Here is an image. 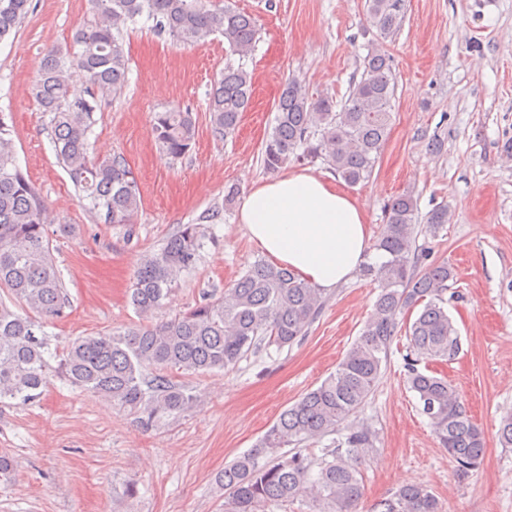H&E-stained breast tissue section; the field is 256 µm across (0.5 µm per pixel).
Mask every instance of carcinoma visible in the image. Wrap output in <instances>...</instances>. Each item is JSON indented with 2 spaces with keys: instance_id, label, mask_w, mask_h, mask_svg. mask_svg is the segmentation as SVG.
Instances as JSON below:
<instances>
[{
  "instance_id": "cac0c4a2",
  "label": "carcinoma",
  "mask_w": 512,
  "mask_h": 512,
  "mask_svg": "<svg viewBox=\"0 0 512 512\" xmlns=\"http://www.w3.org/2000/svg\"><path fill=\"white\" fill-rule=\"evenodd\" d=\"M92 21L78 28L69 55L51 49L42 58L33 94L49 114L58 162L87 209L107 224H132L141 206L135 176L126 160L100 158L89 140L91 119L101 100L127 81L128 59L121 30L147 16L153 29L174 42L193 45L221 35L232 56L253 50L254 19L224 0H91ZM405 0H365L376 41L398 28ZM30 0H0V40L21 24ZM85 85L73 92L74 81ZM252 76L227 62L214 82L208 112L213 132L235 133L251 103ZM391 59L374 48L345 102L313 97L290 80L275 104L276 122L262 147L263 167L275 172L288 162L324 158L347 184L368 179L385 144L394 108ZM151 133L160 152L176 160L190 151L196 122L190 112L155 113ZM5 115H0V401L32 403L51 377L108 401L127 412L144 431L200 407L192 387L175 382L169 370L199 375L235 366L260 346L290 347L300 342L326 299L295 271L256 261L218 298L165 321H154L183 274L197 265L206 229L183 224L135 271L130 303L138 323L123 330L78 336L61 352L51 351L45 327L69 315L70 297L52 258L47 207L41 193L16 163ZM419 212L410 193L396 196L386 210L374 249L379 260L362 265V276L378 288L373 311L336 371L285 409L247 452L224 466V512H267L272 505L306 501L309 512H354L362 496L360 465L375 450L370 425L353 418L381 376L398 331L409 336L406 382L420 413L428 419L458 471L477 468L486 452L484 432L465 403L430 363L452 361L461 339L445 307L453 269L427 262L416 245ZM437 229L449 223L448 206L426 216ZM419 308L403 326L407 312ZM424 368H419V365ZM340 433L322 455L304 454L301 445ZM496 436L512 447V413L501 418ZM17 465L0 451V489L12 484ZM373 512H441L438 498L420 483L406 484L378 501Z\"/></svg>"
}]
</instances>
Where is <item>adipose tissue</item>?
Returning a JSON list of instances; mask_svg holds the SVG:
<instances>
[{
	"mask_svg": "<svg viewBox=\"0 0 512 512\" xmlns=\"http://www.w3.org/2000/svg\"><path fill=\"white\" fill-rule=\"evenodd\" d=\"M239 221L273 262L324 290L348 280L366 259L370 229L363 211L306 170L252 186Z\"/></svg>",
	"mask_w": 512,
	"mask_h": 512,
	"instance_id": "adipose-tissue-1",
	"label": "adipose tissue"
}]
</instances>
